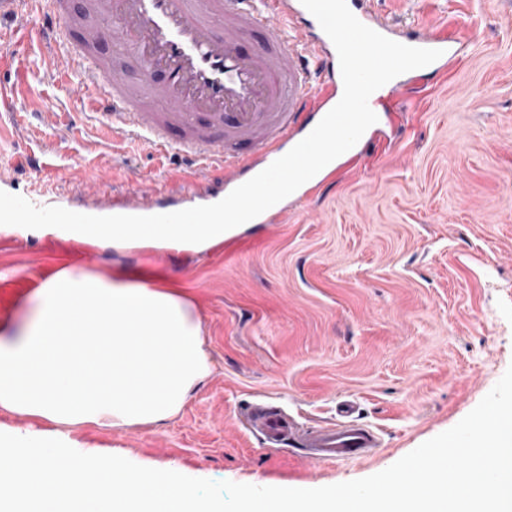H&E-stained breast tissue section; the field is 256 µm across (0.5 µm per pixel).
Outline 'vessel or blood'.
I'll list each match as a JSON object with an SVG mask.
<instances>
[{"instance_id": "b4317fda", "label": "vessel or blood", "mask_w": 512, "mask_h": 512, "mask_svg": "<svg viewBox=\"0 0 512 512\" xmlns=\"http://www.w3.org/2000/svg\"><path fill=\"white\" fill-rule=\"evenodd\" d=\"M25 0H0V21L12 20L0 42L38 36L52 73L78 69L90 117L109 138L174 158L190 182L156 192L150 183L112 202L92 172L87 203L30 195L39 207L107 215L171 213L220 201L288 153L340 101L343 80L336 48L301 0H46L51 23L23 15ZM356 18L399 43L440 50L431 71L464 52L465 40L439 24L400 27L372 0H346ZM122 47L140 73L129 82L105 54ZM350 404L335 424L301 430L280 407L255 402L242 424L266 445L294 440L318 463L370 458L380 446L368 426L350 420Z\"/></svg>"}]
</instances>
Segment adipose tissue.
Returning a JSON list of instances; mask_svg holds the SVG:
<instances>
[{"label":"adipose tissue","instance_id":"ef3b65f1","mask_svg":"<svg viewBox=\"0 0 512 512\" xmlns=\"http://www.w3.org/2000/svg\"><path fill=\"white\" fill-rule=\"evenodd\" d=\"M115 249L203 250L234 224H44ZM17 326L0 325V409L44 427L0 429V512H224L173 469L129 470L111 450L75 454L69 427L165 422L209 376L201 322L178 291L136 274H47ZM54 487V497L43 494Z\"/></svg>","mask_w":512,"mask_h":512}]
</instances>
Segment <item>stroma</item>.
I'll list each match as a JSON object with an SVG mask.
<instances>
[{
    "label": "stroma",
    "mask_w": 512,
    "mask_h": 512,
    "mask_svg": "<svg viewBox=\"0 0 512 512\" xmlns=\"http://www.w3.org/2000/svg\"><path fill=\"white\" fill-rule=\"evenodd\" d=\"M401 24L441 23L468 40L457 68L407 93L394 143L339 172L280 224H255L204 251L79 245L0 231V323L18 320L45 274L72 267L138 272L182 291L201 321L209 377L175 417L152 426L73 428L76 446L121 452L133 470L301 489L378 473L452 428L512 365V0H375ZM0 78L24 71L0 117L35 141L60 142L70 175L35 172L25 147L0 138V170L21 190L86 202L84 117L74 74L44 75L38 44L10 49ZM53 110L52 125L38 120ZM112 182L133 189L168 174L158 154L117 142ZM281 406L303 429L367 425L382 445L365 461L320 464L271 448L236 413Z\"/></svg>",
    "instance_id": "1"
}]
</instances>
